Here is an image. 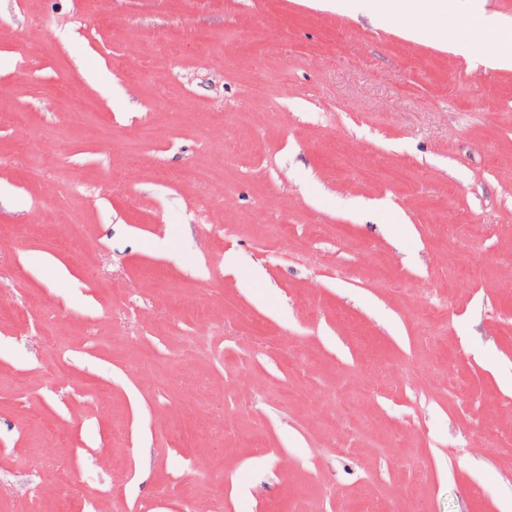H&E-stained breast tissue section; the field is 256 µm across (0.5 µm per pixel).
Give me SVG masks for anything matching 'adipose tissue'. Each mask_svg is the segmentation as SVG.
I'll return each instance as SVG.
<instances>
[{"mask_svg": "<svg viewBox=\"0 0 512 512\" xmlns=\"http://www.w3.org/2000/svg\"><path fill=\"white\" fill-rule=\"evenodd\" d=\"M317 8L336 13H355L368 18L375 26L396 27L401 35L415 42L440 41L455 47L457 30L476 32L486 56L498 66L512 67V26L500 25L479 12L474 0H312ZM418 16V23L406 22L407 14ZM456 22L454 29H442L441 18Z\"/></svg>", "mask_w": 512, "mask_h": 512, "instance_id": "1", "label": "adipose tissue"}]
</instances>
